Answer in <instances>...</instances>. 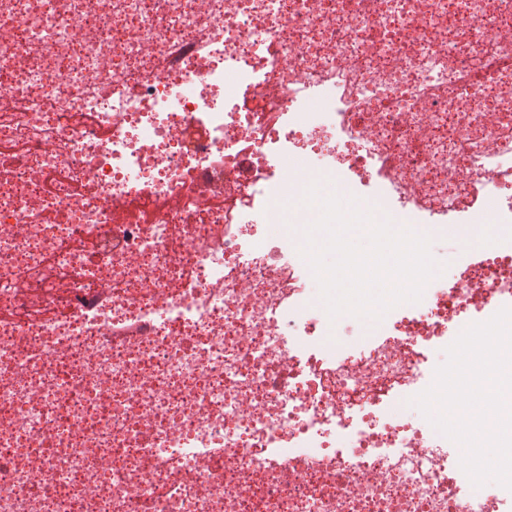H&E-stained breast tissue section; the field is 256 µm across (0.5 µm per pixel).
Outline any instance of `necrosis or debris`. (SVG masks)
I'll list each match as a JSON object with an SVG mask.
<instances>
[{
    "instance_id": "4bbe7bcc",
    "label": "necrosis or debris",
    "mask_w": 512,
    "mask_h": 512,
    "mask_svg": "<svg viewBox=\"0 0 512 512\" xmlns=\"http://www.w3.org/2000/svg\"><path fill=\"white\" fill-rule=\"evenodd\" d=\"M315 181L420 302L329 318ZM504 308L512 0H0V512H512L412 403Z\"/></svg>"
}]
</instances>
